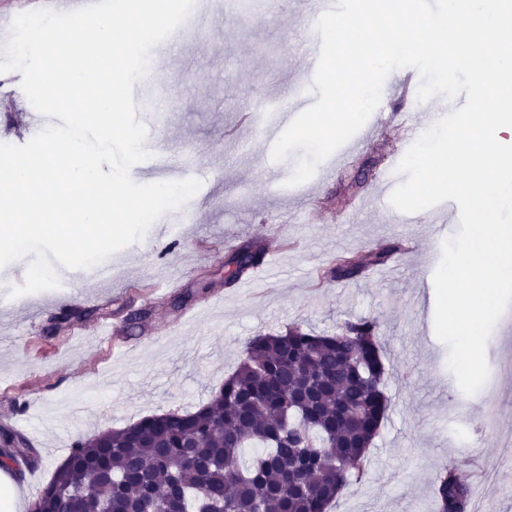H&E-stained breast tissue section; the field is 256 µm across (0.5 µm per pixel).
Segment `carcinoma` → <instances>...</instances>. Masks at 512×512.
Returning <instances> with one entry per match:
<instances>
[{
  "label": "carcinoma",
  "mask_w": 512,
  "mask_h": 512,
  "mask_svg": "<svg viewBox=\"0 0 512 512\" xmlns=\"http://www.w3.org/2000/svg\"><path fill=\"white\" fill-rule=\"evenodd\" d=\"M402 251L389 241L336 259L348 280ZM265 255L245 241L228 259L224 285ZM86 313L55 318L66 331ZM377 320H348L334 335L293 325L244 345L238 368L193 411L143 418L75 442L31 512H329L367 453L389 407ZM0 432V465L28 455ZM436 512H473L469 485L450 466L434 492Z\"/></svg>",
  "instance_id": "cac0c4a2"
}]
</instances>
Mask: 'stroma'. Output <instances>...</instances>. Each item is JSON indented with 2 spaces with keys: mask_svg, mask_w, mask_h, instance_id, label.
<instances>
[{
  "mask_svg": "<svg viewBox=\"0 0 512 512\" xmlns=\"http://www.w3.org/2000/svg\"><path fill=\"white\" fill-rule=\"evenodd\" d=\"M207 21L184 31L154 62L148 140L192 156L204 181L189 213L170 211L176 231L152 226L112 256V280L76 285L88 315L71 330L47 335L64 310L53 290L10 297L0 287V428L32 439L36 471L8 477L15 512H28L73 443L144 417L205 404L237 367L258 333H335L348 320L374 318L386 368L390 408L365 474L353 479L331 512H434L435 484L449 464L469 473L492 460L472 488L475 512H512V305L486 346L488 378L465 395L448 368L449 350L434 332L433 274L450 234L427 211L407 215L377 190L385 165L407 145L379 114L374 136L345 164H319L312 179L290 184L300 159L272 158V144L241 125L255 101L292 98L307 67L306 28L294 0L249 16L226 4L202 8ZM386 111L421 130L442 96L418 102L403 94L398 73L384 82ZM247 239L273 250V271L252 284L225 287V262ZM399 240L401 255L350 280L331 278L333 259ZM174 278L177 288L156 292ZM112 323L119 343L100 328ZM114 335V336H115Z\"/></svg>",
  "mask_w": 512,
  "mask_h": 512,
  "instance_id": "stroma-1",
  "label": "stroma"
}]
</instances>
